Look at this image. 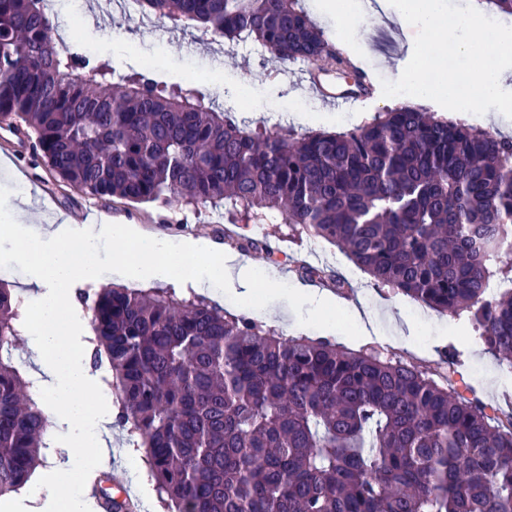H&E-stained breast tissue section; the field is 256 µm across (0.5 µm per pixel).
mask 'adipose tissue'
Returning <instances> with one entry per match:
<instances>
[{"label":"adipose tissue","instance_id":"ef3b65f1","mask_svg":"<svg viewBox=\"0 0 512 512\" xmlns=\"http://www.w3.org/2000/svg\"><path fill=\"white\" fill-rule=\"evenodd\" d=\"M103 240L111 243L112 266L127 282L164 281L206 294L225 279L244 300L255 297L257 283H264L271 296L280 285L276 269H257L251 260L225 256L200 240L174 243L133 224L79 225L62 216L41 226L0 206V251L39 291L36 315L24 319L26 347L53 375L44 403L67 438L64 461L38 474L24 490L25 512H90L85 476L108 462V408L87 356L88 330L72 309L75 285L99 281L97 245ZM201 255L205 263L189 267V260Z\"/></svg>","mask_w":512,"mask_h":512}]
</instances>
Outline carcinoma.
Instances as JSON below:
<instances>
[{
	"instance_id": "cac0c4a2",
	"label": "carcinoma",
	"mask_w": 512,
	"mask_h": 512,
	"mask_svg": "<svg viewBox=\"0 0 512 512\" xmlns=\"http://www.w3.org/2000/svg\"><path fill=\"white\" fill-rule=\"evenodd\" d=\"M46 0H0V123L62 183L275 222L344 251L380 287L470 315L512 359V138L398 104L336 133L250 127L179 84L60 47ZM202 40L286 64L343 59L302 0H140ZM244 250L265 242L224 229ZM90 364L166 512H512V417L375 347L287 337L193 291L80 288ZM22 301L0 280V497L43 464L52 422L15 362ZM107 512H128L95 487Z\"/></svg>"
}]
</instances>
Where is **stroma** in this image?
I'll list each match as a JSON object with an SVG mask.
<instances>
[{
    "label": "stroma",
    "instance_id": "obj_1",
    "mask_svg": "<svg viewBox=\"0 0 512 512\" xmlns=\"http://www.w3.org/2000/svg\"><path fill=\"white\" fill-rule=\"evenodd\" d=\"M60 33L69 41L91 49L93 57L111 60L117 73H148L165 83H177L215 101L238 118L251 119L254 107H261L268 123L293 126L298 133L333 132L361 124L374 113L395 104L393 98L375 94L349 112L331 110L308 90L303 62L279 65L256 44L228 47L219 42H203L190 32L172 27L166 20L147 19L120 9L107 10L96 0H55ZM378 10L369 28L359 29L358 43L367 44L366 69L375 79L394 81L410 61L416 29H401L393 21L389 0H377ZM33 210L38 217L62 213L73 223L86 216L102 217L105 223L122 221L139 224L172 241L192 238L224 246V223L208 210H196L183 203L127 205L92 197L59 182L34 149L33 138L16 135L0 127V198ZM248 234L271 236L279 253L276 268L283 281L277 306L287 311L290 325L285 335H306L351 344V317L348 302L363 298L369 307L384 315L386 336L372 339V346L401 356L430 369L437 368L443 352H457L460 377L485 403L500 414L512 415V386L492 394L485 381L489 373L512 372V361L482 349L467 317L438 314L422 308L410 298L374 285L371 277L329 243L308 235L289 237L283 224H252ZM324 268L339 273L348 283L338 291L343 306L328 315L311 316L291 292L302 283V266ZM110 478L120 479L135 498L144 500L152 512L158 507L153 484L137 452L127 448L124 434L113 429Z\"/></svg>",
    "mask_w": 512,
    "mask_h": 512
}]
</instances>
